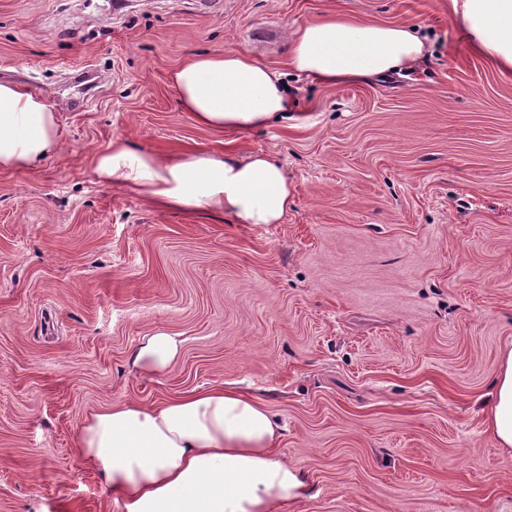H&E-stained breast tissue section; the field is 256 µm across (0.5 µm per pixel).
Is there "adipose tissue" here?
Masks as SVG:
<instances>
[{"label": "adipose tissue", "instance_id": "ef3b65f1", "mask_svg": "<svg viewBox=\"0 0 512 512\" xmlns=\"http://www.w3.org/2000/svg\"><path fill=\"white\" fill-rule=\"evenodd\" d=\"M471 50L512 70V0H452ZM427 43L414 26L331 16L298 27L288 66L312 80L383 77L414 66ZM182 107L202 126L236 132L287 118L292 107L281 73L244 51L197 55L174 69ZM61 147L58 115L22 85L0 83V168L24 170ZM104 182L167 207L218 212L239 224H279L293 205L277 161L212 151L161 158L121 141L95 161ZM180 342L146 337L133 368L163 372ZM489 428L512 452V351L494 382ZM281 428L257 400L215 386L157 405L123 402L82 424L78 455L104 478L125 512H274L308 489L307 476L277 451Z\"/></svg>", "mask_w": 512, "mask_h": 512}]
</instances>
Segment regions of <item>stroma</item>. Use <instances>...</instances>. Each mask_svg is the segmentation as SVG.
I'll return each mask as SVG.
<instances>
[{
  "label": "stroma",
  "mask_w": 512,
  "mask_h": 512,
  "mask_svg": "<svg viewBox=\"0 0 512 512\" xmlns=\"http://www.w3.org/2000/svg\"><path fill=\"white\" fill-rule=\"evenodd\" d=\"M336 12L420 26L427 53L336 85L287 72L292 32ZM228 50L286 71L291 120L240 135L182 109L171 71ZM0 81L62 132L0 169V512H124L73 451L83 421L220 384L277 417L308 477L277 512H512L487 429L512 349V74L469 51L451 0H0ZM116 139L271 154L294 205L239 224L156 204L97 177ZM157 332L179 357L136 371Z\"/></svg>",
  "instance_id": "1"
}]
</instances>
